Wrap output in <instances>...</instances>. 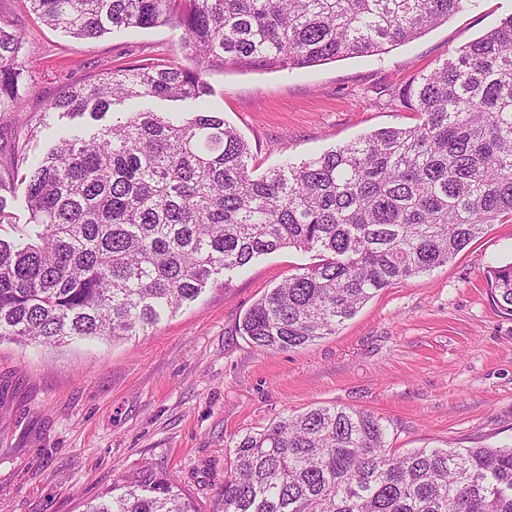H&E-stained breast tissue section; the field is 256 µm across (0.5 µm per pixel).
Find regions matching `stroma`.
Segmentation results:
<instances>
[{
    "label": "stroma",
    "instance_id": "35a3bbf8",
    "mask_svg": "<svg viewBox=\"0 0 512 512\" xmlns=\"http://www.w3.org/2000/svg\"><path fill=\"white\" fill-rule=\"evenodd\" d=\"M510 16L512 0H477L381 55L290 71L214 70L208 101L247 141L259 175L415 123L387 106L388 93ZM0 20L23 33L32 58L24 114L47 123L29 145L34 155L54 132L93 126L47 112L66 89L134 62L174 59L179 48V31L166 26L77 39L43 25L22 0H0ZM311 261L293 249L261 256L143 336L0 342V512H82L145 465L215 512L231 440L318 406L374 413L398 454L512 445V314L487 281L490 268L512 261V221L488 226L447 265L377 293L336 335L256 350L237 332L239 318Z\"/></svg>",
    "mask_w": 512,
    "mask_h": 512
}]
</instances>
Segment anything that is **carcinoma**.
<instances>
[{
	"instance_id": "carcinoma-1",
	"label": "carcinoma",
	"mask_w": 512,
	"mask_h": 512,
	"mask_svg": "<svg viewBox=\"0 0 512 512\" xmlns=\"http://www.w3.org/2000/svg\"><path fill=\"white\" fill-rule=\"evenodd\" d=\"M43 25L93 39L180 31L190 65L132 64L70 88L49 110L101 118L125 100H199L227 65L293 70L374 55L477 0H27ZM21 31L0 22V112L31 76ZM416 123L379 129L260 175L221 112H127L58 132L40 156L28 118L0 173V340L61 344L147 332L218 276L283 249L314 262L269 289L238 331L289 351L336 334L378 292L448 264L512 217V17L389 94ZM29 218L5 211L13 180ZM512 313V263L488 271ZM221 512H512V448L396 455L372 412L322 406L233 441ZM83 512H202L144 467Z\"/></svg>"
}]
</instances>
